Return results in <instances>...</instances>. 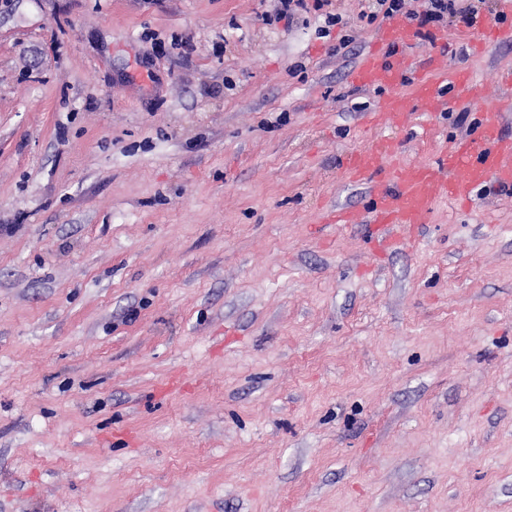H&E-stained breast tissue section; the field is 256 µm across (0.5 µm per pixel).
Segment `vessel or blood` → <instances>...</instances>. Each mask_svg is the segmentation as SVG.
I'll list each match as a JSON object with an SVG mask.
<instances>
[{
    "instance_id": "obj_1",
    "label": "vessel or blood",
    "mask_w": 512,
    "mask_h": 512,
    "mask_svg": "<svg viewBox=\"0 0 512 512\" xmlns=\"http://www.w3.org/2000/svg\"><path fill=\"white\" fill-rule=\"evenodd\" d=\"M414 38L404 20L388 19L373 37L374 50L364 54L350 72L354 84L382 92L369 125L403 124L414 116L429 120L447 107L441 88L450 83L469 88L481 118L477 138L453 141L447 150L424 163L394 164L390 160L392 148L377 145L358 148L343 158L345 175L365 185L371 207L365 214L352 208L336 210L330 221L343 228L365 224L370 243L381 248L407 240L416 227L428 223L438 204H471L473 190L491 179L512 185V137L501 132L503 105L487 102L468 71L443 67L439 79L418 76L412 81V92L402 91L405 65L385 62L377 47L408 44Z\"/></svg>"
}]
</instances>
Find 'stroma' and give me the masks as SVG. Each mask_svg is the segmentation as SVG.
<instances>
[{
    "label": "stroma",
    "instance_id": "stroma-1",
    "mask_svg": "<svg viewBox=\"0 0 512 512\" xmlns=\"http://www.w3.org/2000/svg\"><path fill=\"white\" fill-rule=\"evenodd\" d=\"M0 0V512H512V194L370 251L361 0ZM416 40L488 99L512 43ZM348 46H341V38ZM279 6L273 16H270L267 21L271 24L273 21L285 20L288 26L293 23L295 17L301 13L310 12L311 8L314 11H320L325 5H328L329 0H314L311 7L306 0H277Z\"/></svg>",
    "mask_w": 512,
    "mask_h": 512
}]
</instances>
